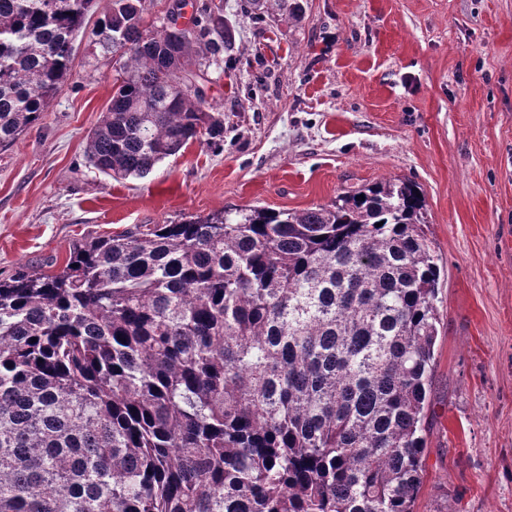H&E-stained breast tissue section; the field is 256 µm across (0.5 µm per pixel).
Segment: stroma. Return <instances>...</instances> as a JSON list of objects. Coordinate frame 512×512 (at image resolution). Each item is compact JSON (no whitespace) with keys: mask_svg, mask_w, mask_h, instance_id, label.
<instances>
[{"mask_svg":"<svg viewBox=\"0 0 512 512\" xmlns=\"http://www.w3.org/2000/svg\"><path fill=\"white\" fill-rule=\"evenodd\" d=\"M238 2L204 85L223 146L142 179L88 163L120 59L76 40L63 90L0 147V278L57 269L78 240L411 180L444 271L414 512H512V0H300L262 21Z\"/></svg>","mask_w":512,"mask_h":512,"instance_id":"stroma-1","label":"stroma"}]
</instances>
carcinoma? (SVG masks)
<instances>
[{
    "mask_svg": "<svg viewBox=\"0 0 512 512\" xmlns=\"http://www.w3.org/2000/svg\"><path fill=\"white\" fill-rule=\"evenodd\" d=\"M142 2L92 30L122 59L86 146L115 180L224 142L172 78L230 48L224 3L153 29ZM93 4L0 0L1 146L63 89ZM416 193L155 224L0 279V512H414L441 279Z\"/></svg>",
    "mask_w": 512,
    "mask_h": 512,
    "instance_id": "1",
    "label": "carcinoma"
}]
</instances>
